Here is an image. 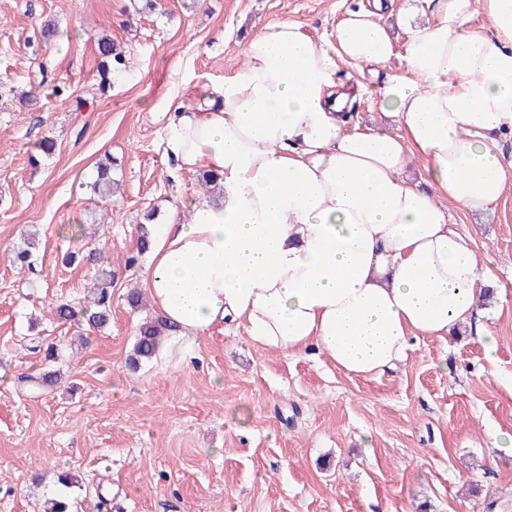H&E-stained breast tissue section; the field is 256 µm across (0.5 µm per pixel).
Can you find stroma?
Listing matches in <instances>:
<instances>
[{
	"instance_id": "1",
	"label": "stroma",
	"mask_w": 512,
	"mask_h": 512,
	"mask_svg": "<svg viewBox=\"0 0 512 512\" xmlns=\"http://www.w3.org/2000/svg\"><path fill=\"white\" fill-rule=\"evenodd\" d=\"M360 2L0 0V512H42L66 470L82 481L68 491L78 512L105 495L114 512H512V450L492 445L512 437V186L483 214H453L495 276L482 320L494 356L462 324L412 340L396 369L364 380L227 325L129 366L156 313L127 302L147 256L125 259L147 221L205 191L164 153L169 103L222 82L255 25L288 19L326 38ZM47 21L59 30L49 48ZM105 34L134 65L103 90L94 38ZM399 67L364 76L353 123L396 131L380 86ZM108 157L120 192L105 204L89 182ZM28 234L26 269L13 258ZM105 260L110 324L49 321L52 304L83 301ZM33 335L59 354L48 393L23 381L44 367Z\"/></svg>"
}]
</instances>
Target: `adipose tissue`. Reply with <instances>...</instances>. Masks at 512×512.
<instances>
[{
	"label": "adipose tissue",
	"instance_id": "ef3b65f1",
	"mask_svg": "<svg viewBox=\"0 0 512 512\" xmlns=\"http://www.w3.org/2000/svg\"><path fill=\"white\" fill-rule=\"evenodd\" d=\"M395 46L387 0L348 11L332 39L281 20L259 26L243 62L200 103L177 105L164 151L176 171L215 175L216 197L182 201L145 233L141 286L171 325L161 347L231 321L265 350L323 352L347 376L403 362L411 338L478 323L493 278L452 211L482 213L512 182V0H423ZM489 21L473 29L477 10ZM383 100L398 133L348 127L365 92L341 67L392 56ZM421 163L433 187L409 178Z\"/></svg>",
	"mask_w": 512,
	"mask_h": 512
}]
</instances>
